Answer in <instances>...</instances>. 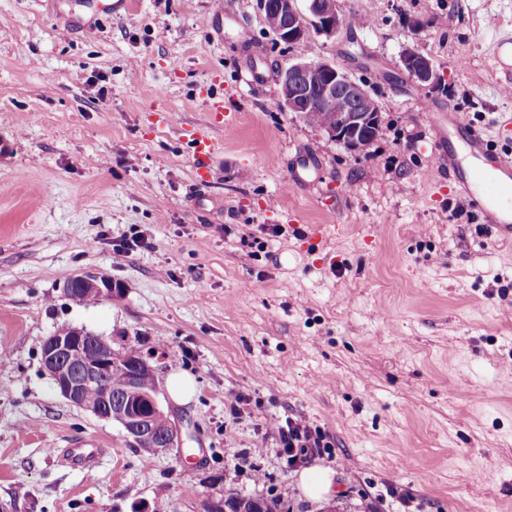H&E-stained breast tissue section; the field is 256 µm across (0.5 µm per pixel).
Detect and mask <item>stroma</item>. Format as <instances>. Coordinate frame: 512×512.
I'll return each instance as SVG.
<instances>
[{
  "mask_svg": "<svg viewBox=\"0 0 512 512\" xmlns=\"http://www.w3.org/2000/svg\"><path fill=\"white\" fill-rule=\"evenodd\" d=\"M353 36L288 44L259 0H0V502L12 512H202L259 494L275 512H512V239L434 165L426 105L462 114L512 154V0H339ZM442 77L430 90L405 48ZM329 60L371 90L383 130L353 153L285 111L280 68ZM224 104L207 183L160 120ZM297 223H288L287 215ZM279 224L281 236L268 235ZM323 227L321 247L309 226ZM144 231L149 248L116 253ZM93 271L121 296L81 304ZM75 327L153 355L181 452L129 447L118 424L65 401L41 366ZM247 396L238 416L229 408ZM329 436L330 495L299 488L271 417ZM100 448L75 469L66 448ZM410 491V505L389 494ZM401 62L404 71L415 82L432 88L441 84V76L432 61L417 48L406 49ZM122 288L104 275L85 271L74 273L69 280L63 282L62 293L65 297L78 302L80 294L85 291L97 293L100 298L112 299L121 293Z\"/></svg>",
  "mask_w": 512,
  "mask_h": 512,
  "instance_id": "35a3bbf8",
  "label": "stroma"
}]
</instances>
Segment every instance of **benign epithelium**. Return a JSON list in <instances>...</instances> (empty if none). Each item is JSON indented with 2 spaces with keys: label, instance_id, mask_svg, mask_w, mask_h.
<instances>
[{
  "label": "benign epithelium",
  "instance_id": "1",
  "mask_svg": "<svg viewBox=\"0 0 512 512\" xmlns=\"http://www.w3.org/2000/svg\"><path fill=\"white\" fill-rule=\"evenodd\" d=\"M304 2L305 7L301 8L298 0H260L266 24L280 40L297 43L312 33L331 38L344 29H351L339 10V0ZM401 62L404 71L415 82L432 88L441 84V76L432 61L418 49H406ZM278 97L284 110L299 116L313 107L331 109L336 102H343L334 120L321 126L320 130L348 151L366 148L364 137L382 128L379 106L366 85L328 60H297L281 69ZM85 291L110 299L121 293L122 286L90 271L74 273L63 282V295L73 301H79L80 294ZM91 346L97 348L99 359L88 365L81 362V356L83 350ZM121 361V355L112 349L110 339L83 329H59L42 345V369L68 403L99 419L119 424L132 448L153 455L180 449L183 440L178 424L168 419L164 429L154 426V415L163 412V407L158 368L151 358L142 354L137 362L129 364V384L122 394L114 396L106 389L97 401L85 396L87 387L105 386L113 366ZM142 371L154 377V385L149 390L139 387Z\"/></svg>",
  "mask_w": 512,
  "mask_h": 512
}]
</instances>
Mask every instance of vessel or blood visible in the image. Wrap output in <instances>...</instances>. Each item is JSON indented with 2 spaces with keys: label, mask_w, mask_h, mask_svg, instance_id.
<instances>
[{
  "label": "vessel or blood",
  "mask_w": 512,
  "mask_h": 512,
  "mask_svg": "<svg viewBox=\"0 0 512 512\" xmlns=\"http://www.w3.org/2000/svg\"><path fill=\"white\" fill-rule=\"evenodd\" d=\"M161 120L173 124L186 143L194 149V167L199 182H207L211 160L217 145L203 128L185 122L175 123L171 114ZM447 132L431 141L435 161L448 167V176L456 180L470 206L476 209L484 224L496 238H512V212L502 209L498 191L512 188V157L494 155L485 136L473 128L460 113H448Z\"/></svg>",
  "instance_id": "b4317fda"
}]
</instances>
